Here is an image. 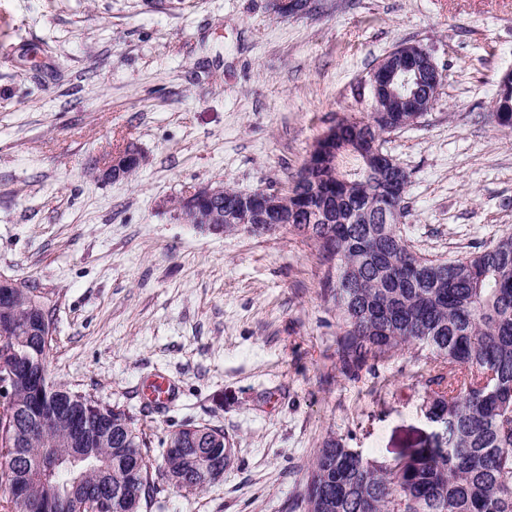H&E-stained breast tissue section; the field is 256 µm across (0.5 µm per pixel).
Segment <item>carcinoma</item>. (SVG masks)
Instances as JSON below:
<instances>
[{"label": "carcinoma", "instance_id": "carcinoma-1", "mask_svg": "<svg viewBox=\"0 0 512 512\" xmlns=\"http://www.w3.org/2000/svg\"><path fill=\"white\" fill-rule=\"evenodd\" d=\"M498 126L512 129V93H499ZM420 112H368L346 118L316 140L297 176L295 196L278 201L264 191L234 189L203 205L224 212V231L240 225L287 228L311 241L322 259L336 256L323 284L336 307L341 373L359 378L365 368L405 350L429 349L435 366L426 385L429 418L444 428V448H422L392 463L369 461L332 437L317 449L296 508L313 512H512V234L469 256L425 257L408 244L398 224L408 213L410 173L398 162L380 164V135ZM30 306L16 304L7 340L14 375L3 413L18 408L13 425L0 426V458L20 461L4 480L15 512H40L59 500L64 512H92L102 493L105 512H132L157 489L150 470V440L132 413L66 385L47 382L43 400L32 383L48 374L52 337L35 321L51 319L37 286L25 282ZM67 410L71 423L97 425L90 459L63 461L61 441L27 436V412ZM224 430L185 423L170 432L160 473L168 485L203 488L224 470Z\"/></svg>", "mask_w": 512, "mask_h": 512}]
</instances>
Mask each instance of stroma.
Returning a JSON list of instances; mask_svg holds the SVG:
<instances>
[{
    "label": "stroma",
    "instance_id": "1",
    "mask_svg": "<svg viewBox=\"0 0 512 512\" xmlns=\"http://www.w3.org/2000/svg\"><path fill=\"white\" fill-rule=\"evenodd\" d=\"M0 0V276L52 312V381L134 413L161 464L185 421L224 431L220 482L164 488L144 512H290L323 441L391 462L432 448L428 349L339 370L326 264L282 230L214 235L161 203L201 184H286L314 141L371 102L397 43L445 79L420 123L384 147L410 173L400 226L426 256L461 258L512 234V130L492 119L512 70V0ZM143 167L104 183L125 147ZM179 399L146 408L142 378Z\"/></svg>",
    "mask_w": 512,
    "mask_h": 512
}]
</instances>
